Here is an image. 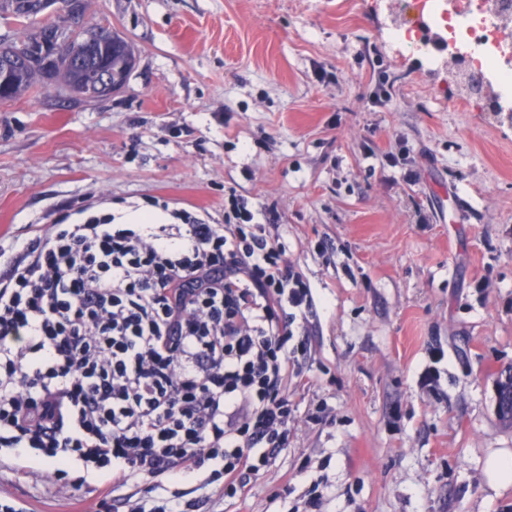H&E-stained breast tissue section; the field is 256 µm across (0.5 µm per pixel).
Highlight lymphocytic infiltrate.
I'll use <instances>...</instances> for the list:
<instances>
[{
    "instance_id": "1",
    "label": "lymphocytic infiltrate",
    "mask_w": 512,
    "mask_h": 512,
    "mask_svg": "<svg viewBox=\"0 0 512 512\" xmlns=\"http://www.w3.org/2000/svg\"><path fill=\"white\" fill-rule=\"evenodd\" d=\"M89 213L52 225L0 279V452L199 512L187 480L243 491L288 445V372L315 306L274 222L228 194L224 221Z\"/></svg>"
}]
</instances>
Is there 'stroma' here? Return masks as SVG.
<instances>
[{"label":"stroma","mask_w":512,"mask_h":512,"mask_svg":"<svg viewBox=\"0 0 512 512\" xmlns=\"http://www.w3.org/2000/svg\"><path fill=\"white\" fill-rule=\"evenodd\" d=\"M131 41L112 97L0 102V274L81 210L274 212L316 305L288 446L206 512H512V117L387 37L386 0H87ZM407 154L394 166L386 154ZM436 367L435 387L422 383ZM117 489L0 460L14 512H113ZM487 484L495 490H506L512 486V452L501 450L489 458L486 466Z\"/></svg>","instance_id":"1"}]
</instances>
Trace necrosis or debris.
<instances>
[{
  "mask_svg": "<svg viewBox=\"0 0 512 512\" xmlns=\"http://www.w3.org/2000/svg\"><path fill=\"white\" fill-rule=\"evenodd\" d=\"M417 2L390 0V33L405 51L435 65L439 47H447L470 99L512 95V0H425L427 18L420 22L408 16Z\"/></svg>",
  "mask_w": 512,
  "mask_h": 512,
  "instance_id": "1",
  "label": "necrosis or debris"
}]
</instances>
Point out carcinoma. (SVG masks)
<instances>
[{
	"label": "carcinoma",
	"mask_w": 512,
	"mask_h": 512,
	"mask_svg": "<svg viewBox=\"0 0 512 512\" xmlns=\"http://www.w3.org/2000/svg\"><path fill=\"white\" fill-rule=\"evenodd\" d=\"M41 0H0V17L25 22L38 15ZM109 28L97 25L83 26L72 31L70 44L60 50L59 60L52 73L46 74L38 62L42 43L51 40V34L41 32L19 43L0 41V82L4 84V96L0 102L19 100L30 93L53 83L61 91L77 97L98 92L101 74L94 57L104 58L117 70L127 57L134 56L128 40L118 46L109 37Z\"/></svg>",
	"instance_id": "cac0c4a2"
}]
</instances>
